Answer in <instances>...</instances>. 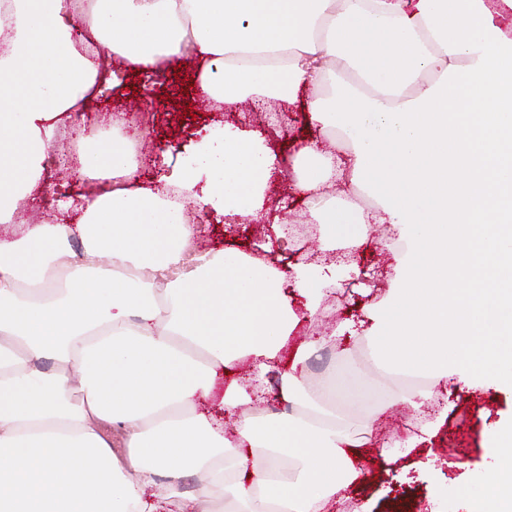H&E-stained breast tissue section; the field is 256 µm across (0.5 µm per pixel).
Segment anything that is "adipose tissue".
<instances>
[{
  "mask_svg": "<svg viewBox=\"0 0 512 512\" xmlns=\"http://www.w3.org/2000/svg\"><path fill=\"white\" fill-rule=\"evenodd\" d=\"M65 3L0 0V224L39 188L57 123L97 89L101 58L146 72L192 49L220 107L291 102L341 74L345 88L308 112L342 161L304 146L295 187L328 245L362 247L372 211L405 242L392 292L369 306L374 363L424 399L450 380L512 388V30L495 20L512 0H94L84 16ZM79 161L108 186L75 203L78 223L0 236V512H328L358 476L359 434L336 412L337 385L305 389L304 351L280 387L299 416L244 412L229 437L194 411L218 368L272 369L300 322L282 285L316 313L318 270L287 276L227 250L171 275L194 234L185 203L255 213L276 155L219 131L175 174L176 201L112 186L135 166L126 137L83 142ZM187 473L200 477L189 497ZM456 494L467 512H512V458Z\"/></svg>",
  "mask_w": 512,
  "mask_h": 512,
  "instance_id": "obj_1",
  "label": "adipose tissue"
}]
</instances>
